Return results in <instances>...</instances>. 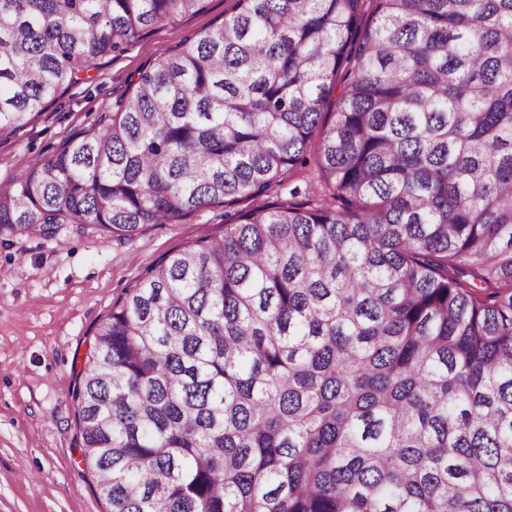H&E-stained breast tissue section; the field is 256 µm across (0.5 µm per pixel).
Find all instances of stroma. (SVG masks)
Instances as JSON below:
<instances>
[{"instance_id": "stroma-1", "label": "stroma", "mask_w": 512, "mask_h": 512, "mask_svg": "<svg viewBox=\"0 0 512 512\" xmlns=\"http://www.w3.org/2000/svg\"><path fill=\"white\" fill-rule=\"evenodd\" d=\"M235 6L207 0L203 12L98 58L84 81L0 137V188L110 110L161 53L219 24ZM231 221L227 207L214 205L129 240L70 224L51 238L0 239V512H105L77 447L72 400L93 330L149 265L201 233L222 235Z\"/></svg>"}]
</instances>
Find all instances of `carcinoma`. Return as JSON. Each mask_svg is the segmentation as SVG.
Listing matches in <instances>:
<instances>
[{"label": "carcinoma", "instance_id": "cac0c4a2", "mask_svg": "<svg viewBox=\"0 0 512 512\" xmlns=\"http://www.w3.org/2000/svg\"><path fill=\"white\" fill-rule=\"evenodd\" d=\"M204 9L0 0V133ZM239 201L95 327L106 512H512V0H237L0 189V238Z\"/></svg>", "mask_w": 512, "mask_h": 512}]
</instances>
